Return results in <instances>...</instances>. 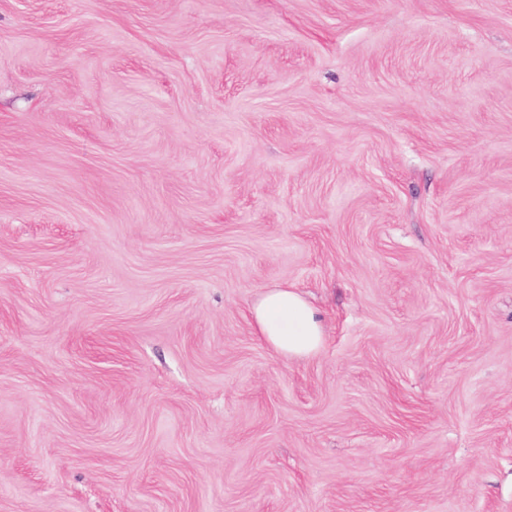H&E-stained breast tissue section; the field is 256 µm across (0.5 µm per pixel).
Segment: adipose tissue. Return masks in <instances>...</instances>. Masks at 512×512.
<instances>
[{
	"mask_svg": "<svg viewBox=\"0 0 512 512\" xmlns=\"http://www.w3.org/2000/svg\"><path fill=\"white\" fill-rule=\"evenodd\" d=\"M250 316L259 339L285 358L315 355L323 345V318L295 289H266L253 302Z\"/></svg>",
	"mask_w": 512,
	"mask_h": 512,
	"instance_id": "ef3b65f1",
	"label": "adipose tissue"
}]
</instances>
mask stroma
Wrapping results in <instances>:
<instances>
[{"label": "stroma", "instance_id": "1", "mask_svg": "<svg viewBox=\"0 0 512 512\" xmlns=\"http://www.w3.org/2000/svg\"><path fill=\"white\" fill-rule=\"evenodd\" d=\"M0 512H512V0H0ZM256 336L285 358H306L324 342L319 311L293 288H267L250 308Z\"/></svg>", "mask_w": 512, "mask_h": 512}]
</instances>
